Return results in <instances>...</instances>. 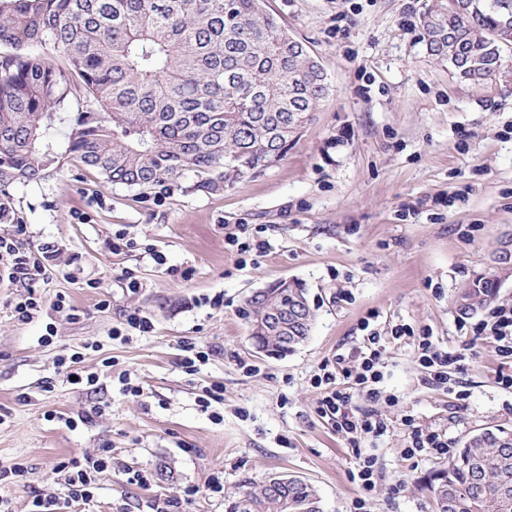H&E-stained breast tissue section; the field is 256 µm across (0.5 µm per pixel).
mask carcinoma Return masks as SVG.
Masks as SVG:
<instances>
[{
  "mask_svg": "<svg viewBox=\"0 0 512 512\" xmlns=\"http://www.w3.org/2000/svg\"><path fill=\"white\" fill-rule=\"evenodd\" d=\"M512 0H434L422 14L428 54L477 86L502 76L512 52ZM264 0H0V185L39 180L63 158L107 181L147 189L185 172L218 191L284 159L296 132L328 91L320 61L289 41ZM53 46L66 63L36 48ZM81 99L74 119L66 104ZM501 273L460 291L461 317L498 294ZM299 299L298 336L283 346L251 329L281 356L310 336L315 314L305 293L268 288L249 298L246 323ZM434 512H512V431L489 426L472 436L429 480ZM228 512H322L308 480L288 476L272 492L250 486Z\"/></svg>",
  "mask_w": 512,
  "mask_h": 512,
  "instance_id": "obj_1",
  "label": "carcinoma"
}]
</instances>
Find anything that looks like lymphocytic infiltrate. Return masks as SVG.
<instances>
[{
	"mask_svg": "<svg viewBox=\"0 0 512 512\" xmlns=\"http://www.w3.org/2000/svg\"><path fill=\"white\" fill-rule=\"evenodd\" d=\"M27 234L23 224L13 225L10 232L0 235V279L21 286L22 292L11 305L17 320L31 322L42 316L44 304L37 291L53 266L57 251L47 244L37 249L24 247L22 241ZM364 332L361 343L349 353L336 354L324 360L314 378L315 387L321 388L315 412L332 421L338 434L351 445L360 447L363 442H374L389 430V422L382 414L358 411L353 405L355 393H363L372 400H380L385 391L382 387L384 373L381 360L387 340L411 341L417 351L418 361L427 372L429 385L453 395L455 402L467 400L459 375L462 371L459 356L436 345L429 332H415L405 324L395 325L390 336L384 337L371 329L369 321H362ZM476 335L490 337L495 348L504 358H512V306L501 304L490 309L488 315L474 324ZM453 447L445 432L431 427L411 425L409 444L403 454L407 458L423 455L445 457L451 455ZM112 465L109 449L68 459L56 466L68 487V499L72 502H91L98 488L100 475Z\"/></svg>",
	"mask_w": 512,
	"mask_h": 512,
	"instance_id": "obj_1",
	"label": "lymphocytic infiltrate"
}]
</instances>
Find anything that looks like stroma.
<instances>
[{
  "label": "stroma",
  "instance_id": "35a3bbf8",
  "mask_svg": "<svg viewBox=\"0 0 512 512\" xmlns=\"http://www.w3.org/2000/svg\"><path fill=\"white\" fill-rule=\"evenodd\" d=\"M429 2L265 0L323 64L329 93L284 160L260 174L216 192L196 189L190 172L141 190L65 159L40 180L0 187L10 206L0 234L21 222L28 246L59 248L38 292L48 305L65 295L79 314L20 322L9 307L17 288L0 282V412L9 413L0 467H26L20 484H0L11 512H31L39 494L65 495L56 463L99 448L111 449L112 466L93 501L68 512H149L188 486L199 492L180 512H226L245 483L275 473L316 485L323 512H351L354 450L315 413L312 378L361 342L365 319L383 333L428 330L464 354L470 392L454 409L451 395L424 383L413 345L387 346L383 386L398 402L378 406L392 428L371 449L384 479L366 512H432L429 478L448 460L406 458L403 416L446 431L457 448L490 425L512 430V391L497 382L503 359L492 339L460 328L453 305L512 239V78L478 87L433 60L420 25ZM230 232L264 242L263 252L239 253ZM121 233L135 249L113 250ZM281 279L304 284L316 317L303 345L275 357L255 349L241 311ZM133 310L153 331L113 338ZM49 322L48 346L40 338ZM187 343L210 354L194 375L181 367ZM64 346L83 348L95 385L58 373ZM125 372L141 396L121 393ZM206 387L223 398L205 408ZM96 407L103 413L92 422L65 426ZM217 474L224 490L208 492Z\"/></svg>",
  "mask_w": 512,
  "mask_h": 512
}]
</instances>
